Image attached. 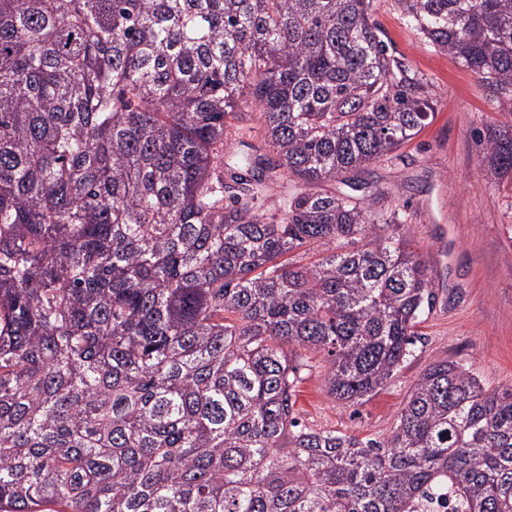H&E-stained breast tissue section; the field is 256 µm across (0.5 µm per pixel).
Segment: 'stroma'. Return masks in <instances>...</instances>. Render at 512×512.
Listing matches in <instances>:
<instances>
[{
	"instance_id": "stroma-1",
	"label": "stroma",
	"mask_w": 512,
	"mask_h": 512,
	"mask_svg": "<svg viewBox=\"0 0 512 512\" xmlns=\"http://www.w3.org/2000/svg\"><path fill=\"white\" fill-rule=\"evenodd\" d=\"M373 17L393 54L431 83L437 105L432 123L405 145V161L368 165L361 177L391 192L414 249L433 268L438 301L387 387L358 405L335 402L327 364L315 354L301 372L296 408L307 426L381 441L435 361L457 362L489 391L512 386V182L490 173L480 145L490 127L512 124V112L452 57L424 45L393 0H374Z\"/></svg>"
}]
</instances>
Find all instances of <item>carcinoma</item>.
Returning <instances> with one entry per match:
<instances>
[{
  "label": "carcinoma",
  "instance_id": "carcinoma-1",
  "mask_svg": "<svg viewBox=\"0 0 512 512\" xmlns=\"http://www.w3.org/2000/svg\"><path fill=\"white\" fill-rule=\"evenodd\" d=\"M394 3L512 112V0ZM433 117L372 0H0V512H512V386L438 360L384 442L295 410L308 353L358 404L436 306L385 192L321 189Z\"/></svg>",
  "mask_w": 512,
  "mask_h": 512
}]
</instances>
